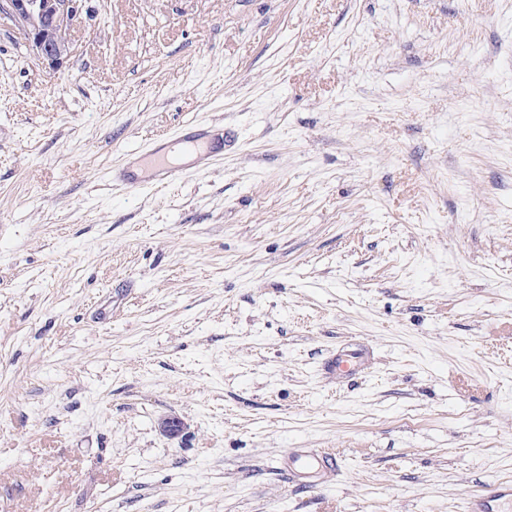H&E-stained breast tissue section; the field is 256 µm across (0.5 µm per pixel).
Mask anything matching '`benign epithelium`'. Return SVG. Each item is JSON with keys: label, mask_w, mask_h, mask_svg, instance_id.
Segmentation results:
<instances>
[{"label": "benign epithelium", "mask_w": 512, "mask_h": 512, "mask_svg": "<svg viewBox=\"0 0 512 512\" xmlns=\"http://www.w3.org/2000/svg\"><path fill=\"white\" fill-rule=\"evenodd\" d=\"M91 0H0V14L8 18L28 44L33 55L51 71L58 69L76 52L72 38L75 23L92 15ZM160 432L177 438L184 423L176 416L158 423Z\"/></svg>", "instance_id": "7a95c632"}]
</instances>
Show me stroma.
Instances as JSON below:
<instances>
[{
	"instance_id": "35a3bbf8",
	"label": "stroma",
	"mask_w": 512,
	"mask_h": 512,
	"mask_svg": "<svg viewBox=\"0 0 512 512\" xmlns=\"http://www.w3.org/2000/svg\"><path fill=\"white\" fill-rule=\"evenodd\" d=\"M73 37L50 73L0 17V512L512 482V0H100ZM198 124L235 147L110 180ZM293 448L338 472L297 485ZM365 354L359 346L346 352L331 353L323 361L321 371L332 377L354 375L360 370Z\"/></svg>"
}]
</instances>
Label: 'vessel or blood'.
<instances>
[{
  "label": "vessel or blood",
  "mask_w": 512,
  "mask_h": 512,
  "mask_svg": "<svg viewBox=\"0 0 512 512\" xmlns=\"http://www.w3.org/2000/svg\"><path fill=\"white\" fill-rule=\"evenodd\" d=\"M181 143L194 149L198 162H205L220 151H223L228 136L224 130L211 127L197 129L194 133L181 136ZM174 142L165 137H157L137 156L136 160L127 163L119 175L123 185L132 192L142 190L148 184L171 182L185 176L184 167L177 165L170 156ZM365 359L361 348L346 352L330 354L322 363L323 374L351 376L356 374ZM337 469L336 457L327 453L318 457L304 452L295 451L288 457V471L298 479H314L334 473ZM512 504V483H498L487 486L484 493L471 497L467 512H503L502 503Z\"/></svg>",
  "instance_id": "obj_1"
}]
</instances>
